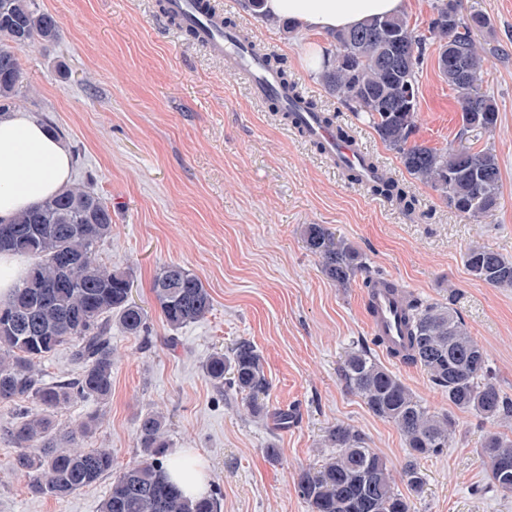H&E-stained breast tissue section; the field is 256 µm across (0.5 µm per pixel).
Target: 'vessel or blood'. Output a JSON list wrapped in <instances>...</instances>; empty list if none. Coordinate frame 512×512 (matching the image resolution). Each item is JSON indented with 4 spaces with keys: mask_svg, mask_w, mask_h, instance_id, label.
<instances>
[{
    "mask_svg": "<svg viewBox=\"0 0 512 512\" xmlns=\"http://www.w3.org/2000/svg\"><path fill=\"white\" fill-rule=\"evenodd\" d=\"M169 14L175 15L184 26L193 29L196 40L215 56L234 62L236 68L246 70L254 98L278 96L287 99L288 90L274 73L269 71L262 57L250 53L237 43L234 32L225 30L220 15L209 12L202 0H167ZM300 124L306 138L320 142L326 153L339 166L363 165L364 151L356 143H340L332 129L322 125L315 115L302 113ZM367 326L371 335L384 337L393 347L404 341V314L399 298L387 291H379L373 298V310L368 314Z\"/></svg>",
    "mask_w": 512,
    "mask_h": 512,
    "instance_id": "vessel-or-blood-1",
    "label": "vessel or blood"
}]
</instances>
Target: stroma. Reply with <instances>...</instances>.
Instances as JSON below:
<instances>
[{
    "instance_id": "35a3bbf8",
    "label": "stroma",
    "mask_w": 512,
    "mask_h": 512,
    "mask_svg": "<svg viewBox=\"0 0 512 512\" xmlns=\"http://www.w3.org/2000/svg\"><path fill=\"white\" fill-rule=\"evenodd\" d=\"M59 22V36L16 48L24 80L16 106L50 119L63 133L70 181L93 188L112 208V235L98 250L103 264L131 269L132 297L147 311L151 334L112 332L116 354L112 397L76 401L57 423L92 413L102 422L86 448H108L117 465L140 459L135 429L141 413L158 410L170 452L200 454L206 491L221 512H308L294 483L333 456L324 436L343 423L360 431L386 462L398 490L407 460L396 428L376 417L339 375L346 351L368 340L361 280L340 287L321 270L301 229L321 224L363 253L368 267L430 302H451L485 349L494 381L512 396V288L474 279L465 254L485 246L512 260V0H462L465 13L488 20L476 42L489 64L482 89L497 105L494 132H470L468 147L492 148L501 176L498 210L483 223L460 216L438 191L413 179L368 120L329 95L303 54L330 47L325 32L291 33L229 0L226 16L283 58L301 90L341 124L365 152L416 199L405 214L393 202L349 181L316 148L250 93L246 76L227 71L188 37H176L157 0H36ZM418 142L442 149L461 126L457 93L428 49L419 68ZM178 263L213 298L206 319L178 330L176 346L154 308L159 268ZM260 352L273 407H296L279 428L248 415L240 394L214 386L202 372L214 351L240 339ZM436 412H453L448 448L420 462L421 493L413 512H512V495L488 490L480 450L488 434L512 438V424L452 411L448 396L423 370L376 352ZM277 459L266 456L268 447ZM15 448L0 435V512H99L110 482L101 480L57 500L33 495L13 468Z\"/></svg>"
}]
</instances>
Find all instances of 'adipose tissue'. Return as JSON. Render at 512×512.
Segmentation results:
<instances>
[{
  "mask_svg": "<svg viewBox=\"0 0 512 512\" xmlns=\"http://www.w3.org/2000/svg\"><path fill=\"white\" fill-rule=\"evenodd\" d=\"M406 0H264L263 10L315 32L336 31L376 15H397ZM71 178V156L27 112L0 116V221L60 192Z\"/></svg>",
  "mask_w": 512,
  "mask_h": 512,
  "instance_id": "1",
  "label": "adipose tissue"
}]
</instances>
